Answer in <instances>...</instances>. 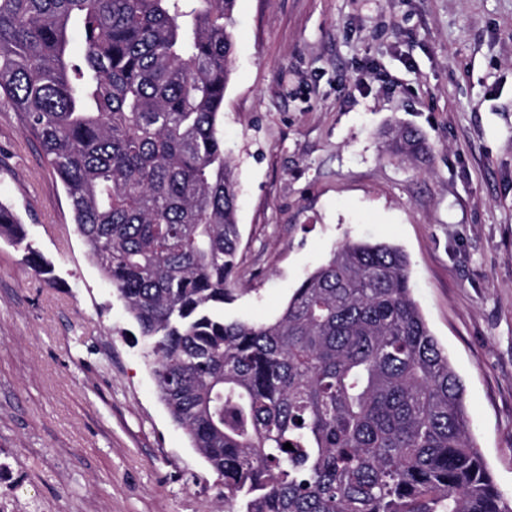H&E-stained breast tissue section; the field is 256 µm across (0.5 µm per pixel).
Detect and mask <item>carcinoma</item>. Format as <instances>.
Listing matches in <instances>:
<instances>
[{
  "label": "carcinoma",
  "mask_w": 512,
  "mask_h": 512,
  "mask_svg": "<svg viewBox=\"0 0 512 512\" xmlns=\"http://www.w3.org/2000/svg\"><path fill=\"white\" fill-rule=\"evenodd\" d=\"M236 3L0 0V95L148 343L161 398L224 481V512H512L400 248L346 240L275 319L225 317L241 237L220 133ZM422 151L393 132L392 153ZM0 237L24 240L3 202ZM25 261L54 281L38 251Z\"/></svg>",
  "instance_id": "cac0c4a2"
}]
</instances>
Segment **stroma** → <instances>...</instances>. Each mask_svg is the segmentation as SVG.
<instances>
[{
  "instance_id": "obj_1",
  "label": "stroma",
  "mask_w": 512,
  "mask_h": 512,
  "mask_svg": "<svg viewBox=\"0 0 512 512\" xmlns=\"http://www.w3.org/2000/svg\"><path fill=\"white\" fill-rule=\"evenodd\" d=\"M236 20L221 129L241 241L226 316L274 319L344 241L401 248L511 501L512 0H237ZM397 122L425 142L422 159L388 151ZM0 201L56 277L0 239V474L14 512H224L59 178L1 98Z\"/></svg>"
}]
</instances>
